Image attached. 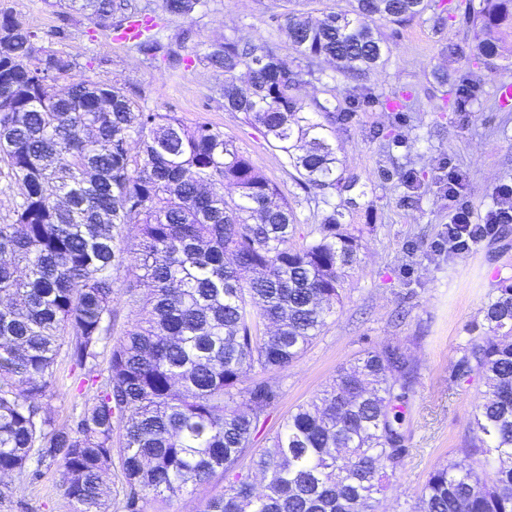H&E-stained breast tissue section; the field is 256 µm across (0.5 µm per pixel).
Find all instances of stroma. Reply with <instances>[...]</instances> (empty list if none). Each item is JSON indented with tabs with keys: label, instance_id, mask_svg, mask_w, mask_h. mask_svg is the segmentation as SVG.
Masks as SVG:
<instances>
[{
	"label": "stroma",
	"instance_id": "obj_1",
	"mask_svg": "<svg viewBox=\"0 0 512 512\" xmlns=\"http://www.w3.org/2000/svg\"><path fill=\"white\" fill-rule=\"evenodd\" d=\"M354 0H210L191 16L165 15L166 35L192 30L195 40H262L287 61H294L285 32L275 16L289 11L319 14L351 9ZM36 30L45 45L75 62L63 84L85 77L112 83L134 94L145 109L176 113L185 124L220 127L247 152L266 177L277 182L297 216V231L314 223L306 195L282 166L280 152L269 148L260 131L242 114L228 112L215 95L224 76L198 62L171 68L167 61L144 60L137 53L112 51L105 39L115 21L101 19L48 0H0ZM391 53L388 62L365 81L383 93L408 89L414 111L395 114L376 107L354 112L342 146L344 173L356 179L354 203L345 217L347 231L360 244L361 263L342 285L341 300L322 333L303 356L282 370H253L248 380H273L281 387L254 445L267 447L297 405L309 401L332 380L337 368L359 351L394 342L410 355L416 371L406 409L407 451L397 467L382 512H408L431 469L462 456L471 412L484 389L480 377L462 386L450 381L458 346L483 324L488 293L512 281V224L473 245L448 250L449 176L463 179L460 193L483 219L502 185L512 186V112L498 111V86L512 79L501 69L472 68L467 56L448 58L444 48L471 42L458 21L433 30L427 18L403 25L381 23ZM456 79L473 71L480 82L478 100L468 117L452 110V99L433 77L436 69ZM14 492L0 512H73L64 495L63 476L46 470L35 482L12 479Z\"/></svg>",
	"mask_w": 512,
	"mask_h": 512
}]
</instances>
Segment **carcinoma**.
<instances>
[{"instance_id": "1", "label": "carcinoma", "mask_w": 512, "mask_h": 512, "mask_svg": "<svg viewBox=\"0 0 512 512\" xmlns=\"http://www.w3.org/2000/svg\"><path fill=\"white\" fill-rule=\"evenodd\" d=\"M80 10L125 21L149 13L137 0H80ZM209 0H163L190 16ZM350 11L276 17L293 67L261 41L197 42L185 55L163 25L132 45L178 67L191 56L224 73V109L243 114L314 203L320 223L295 243L296 214L280 186L220 128L186 125L127 91L90 79L57 89L73 60L33 54L40 37L0 10V163L21 187L0 223V477L34 482L61 471L75 512H110L113 447L123 474L121 512H149L224 480L206 512H378L406 452L404 413L415 383L406 350L365 349L267 448L254 433L278 401L275 381L246 372L296 362L335 313L346 270L360 263L343 228L356 182L344 177L337 135L361 106L410 112L406 90L363 83L390 48L378 23L431 12L433 28L458 16L473 32L469 54L497 67L512 37V0H355ZM346 79L307 102L321 61ZM479 84L456 79L453 111H471ZM488 224H512L498 200ZM139 228L128 303L138 319L99 368L112 334L111 271L124 265L125 226ZM150 288L139 296V285ZM484 332L459 345L451 381L477 374L486 394L472 413L464 457L429 474L410 512H512V286L488 296ZM65 355L83 371L80 412L59 424L43 405ZM260 476L254 491L243 461Z\"/></svg>"}]
</instances>
